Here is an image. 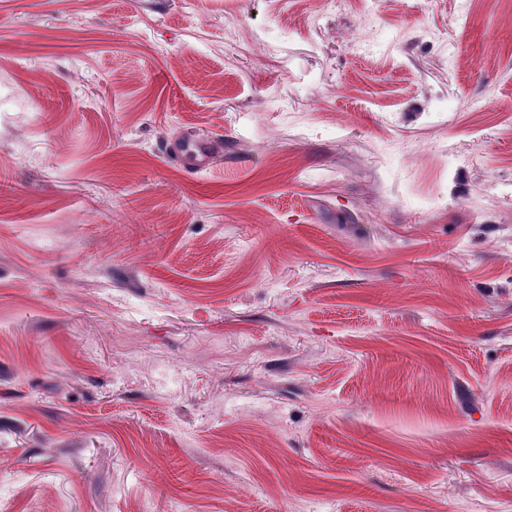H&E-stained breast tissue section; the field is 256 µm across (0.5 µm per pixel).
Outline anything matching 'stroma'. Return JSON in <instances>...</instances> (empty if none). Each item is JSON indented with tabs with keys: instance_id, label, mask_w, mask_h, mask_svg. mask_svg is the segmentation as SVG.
I'll use <instances>...</instances> for the list:
<instances>
[{
	"instance_id": "stroma-1",
	"label": "stroma",
	"mask_w": 512,
	"mask_h": 512,
	"mask_svg": "<svg viewBox=\"0 0 512 512\" xmlns=\"http://www.w3.org/2000/svg\"><path fill=\"white\" fill-rule=\"evenodd\" d=\"M0 512H512V0H0ZM222 147L214 141L184 139L172 147L174 157L179 161L187 160L193 170H203L210 166L213 158Z\"/></svg>"
}]
</instances>
